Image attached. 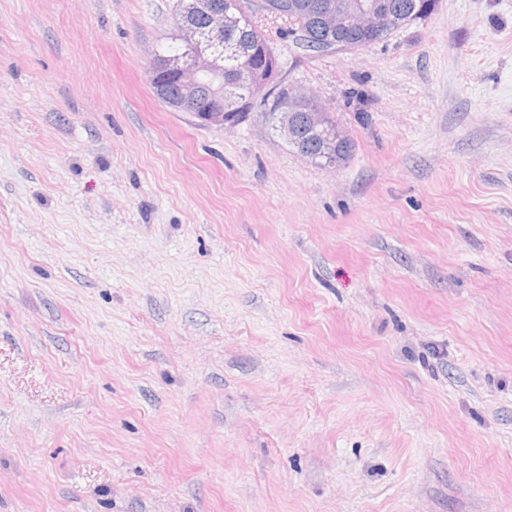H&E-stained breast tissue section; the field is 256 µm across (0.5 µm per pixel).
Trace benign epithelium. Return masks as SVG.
<instances>
[{
    "instance_id": "benign-epithelium-1",
    "label": "benign epithelium",
    "mask_w": 512,
    "mask_h": 512,
    "mask_svg": "<svg viewBox=\"0 0 512 512\" xmlns=\"http://www.w3.org/2000/svg\"><path fill=\"white\" fill-rule=\"evenodd\" d=\"M269 5L265 0H232L222 12L213 9L211 0H182L181 17L176 38L188 48V54L152 62L149 81L154 91L161 92L167 82L178 86L171 103L177 112H189L208 127L233 129L249 121L255 109L268 111L273 129L289 144L299 146L316 136L312 158L322 167L335 168L343 162L339 144L346 134L332 122L330 113L315 97L290 83L270 45L263 46L262 58L243 60L241 77L257 92V96L224 109V71L216 52L231 51L224 45V30L251 26L257 15ZM289 21L302 30L309 19L317 21L336 51H349L351 46L338 39L348 31H361L381 36L401 24L385 8L365 0H299L290 6ZM200 14L211 17L205 29H198L192 19Z\"/></svg>"
}]
</instances>
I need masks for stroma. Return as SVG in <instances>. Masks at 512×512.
Listing matches in <instances>:
<instances>
[{
    "label": "stroma",
    "instance_id": "obj_1",
    "mask_svg": "<svg viewBox=\"0 0 512 512\" xmlns=\"http://www.w3.org/2000/svg\"><path fill=\"white\" fill-rule=\"evenodd\" d=\"M176 0H0V512H512V0L358 52L353 142L153 93Z\"/></svg>",
    "mask_w": 512,
    "mask_h": 512
}]
</instances>
